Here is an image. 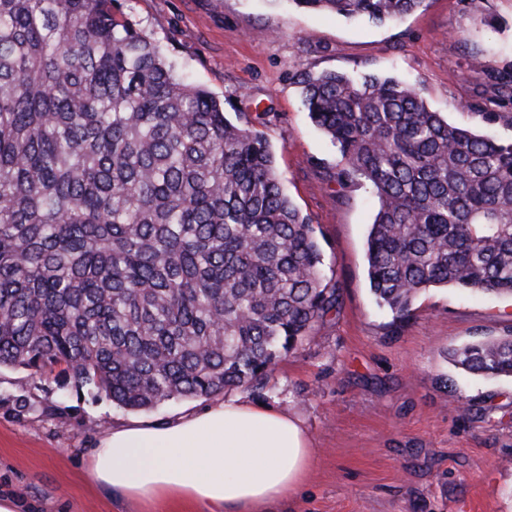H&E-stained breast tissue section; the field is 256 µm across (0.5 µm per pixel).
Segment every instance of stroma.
<instances>
[{"instance_id": "35a3bbf8", "label": "stroma", "mask_w": 512, "mask_h": 512, "mask_svg": "<svg viewBox=\"0 0 512 512\" xmlns=\"http://www.w3.org/2000/svg\"><path fill=\"white\" fill-rule=\"evenodd\" d=\"M191 82L265 134L284 192L314 225L340 304L281 358L251 403L298 416L313 441L306 480L280 512H512V378L465 372L451 348L512 333V298L420 293L396 323L369 290L376 199L329 179L337 150L304 112L305 73L390 74L449 121L512 141V104L488 73L512 67V0H423L384 25L287 0H124ZM499 112L484 123L480 111ZM34 412L16 418L13 401ZM69 414L59 425L46 414ZM104 394L51 375L0 369V492L29 512H201L190 501L127 502L95 484L88 448L132 419Z\"/></svg>"}]
</instances>
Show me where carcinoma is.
<instances>
[{"instance_id":"1","label":"carcinoma","mask_w":512,"mask_h":512,"mask_svg":"<svg viewBox=\"0 0 512 512\" xmlns=\"http://www.w3.org/2000/svg\"><path fill=\"white\" fill-rule=\"evenodd\" d=\"M118 0H0V366L149 411L262 385L339 304L266 136L186 82ZM395 21L423 0H292ZM512 98V68L487 74ZM378 202L370 292L396 320L429 288L512 295V143L451 124L392 76L304 74ZM512 377V336L451 351Z\"/></svg>"}]
</instances>
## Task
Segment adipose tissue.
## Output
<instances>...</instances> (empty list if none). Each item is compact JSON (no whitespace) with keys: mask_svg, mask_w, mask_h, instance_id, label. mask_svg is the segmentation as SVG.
Here are the masks:
<instances>
[{"mask_svg":"<svg viewBox=\"0 0 512 512\" xmlns=\"http://www.w3.org/2000/svg\"><path fill=\"white\" fill-rule=\"evenodd\" d=\"M311 464L301 420L235 398L164 424L132 421L90 450L93 478L124 499H191L204 512H274Z\"/></svg>","mask_w":512,"mask_h":512,"instance_id":"obj_1","label":"adipose tissue"}]
</instances>
